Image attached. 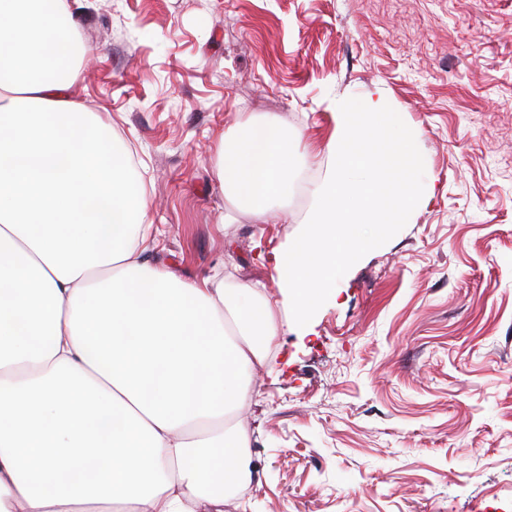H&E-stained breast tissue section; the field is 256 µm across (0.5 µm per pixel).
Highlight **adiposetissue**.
Masks as SVG:
<instances>
[{
  "label": "adipose tissue",
  "instance_id": "adipose-tissue-1",
  "mask_svg": "<svg viewBox=\"0 0 512 512\" xmlns=\"http://www.w3.org/2000/svg\"><path fill=\"white\" fill-rule=\"evenodd\" d=\"M55 3L0 0V512H223L257 476L228 422L283 326L260 286L149 263L145 188L74 99L86 50ZM292 157L250 116L217 178L263 224Z\"/></svg>",
  "mask_w": 512,
  "mask_h": 512
}]
</instances>
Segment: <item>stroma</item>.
Returning <instances> with one entry per match:
<instances>
[{
  "mask_svg": "<svg viewBox=\"0 0 512 512\" xmlns=\"http://www.w3.org/2000/svg\"><path fill=\"white\" fill-rule=\"evenodd\" d=\"M75 99L133 151L159 239L195 279L273 281L299 233L337 98L381 91L436 193L288 320L241 411L260 482L224 512H512V0H71ZM303 139L287 219L225 197L244 115ZM262 247H255V240Z\"/></svg>",
  "mask_w": 512,
  "mask_h": 512,
  "instance_id": "35a3bbf8",
  "label": "stroma"
}]
</instances>
